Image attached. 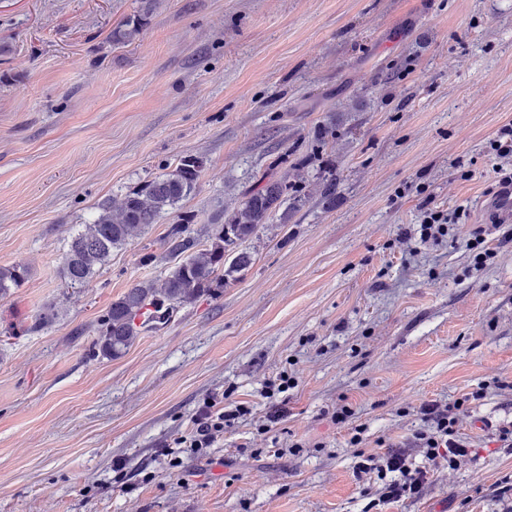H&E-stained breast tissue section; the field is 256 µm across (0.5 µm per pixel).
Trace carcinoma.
I'll use <instances>...</instances> for the list:
<instances>
[{
    "label": "carcinoma",
    "mask_w": 512,
    "mask_h": 512,
    "mask_svg": "<svg viewBox=\"0 0 512 512\" xmlns=\"http://www.w3.org/2000/svg\"><path fill=\"white\" fill-rule=\"evenodd\" d=\"M154 0H141L137 14L112 29V42L131 44L141 33ZM203 170L195 155L182 157L175 168L127 193L119 209L99 204L96 216L75 235L66 251L61 273L71 285L87 284L112 256V250L138 238L197 187ZM304 165L280 177L261 179L224 223L194 233L190 220L182 219L166 230L162 259L171 263L162 286L141 280L112 301L100 324L98 344L103 356L124 355L149 330L168 323L179 308L204 296L218 298L224 287L255 262L245 243L287 201L288 192L299 193L304 183ZM28 271L20 264L0 266V297L23 286Z\"/></svg>",
    "instance_id": "1"
}]
</instances>
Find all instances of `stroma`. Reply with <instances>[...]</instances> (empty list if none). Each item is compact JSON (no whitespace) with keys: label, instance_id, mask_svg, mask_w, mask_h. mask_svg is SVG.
Segmentation results:
<instances>
[{"label":"stroma","instance_id":"obj_1","mask_svg":"<svg viewBox=\"0 0 512 512\" xmlns=\"http://www.w3.org/2000/svg\"><path fill=\"white\" fill-rule=\"evenodd\" d=\"M139 7L0 0V265L28 270L0 299V512H365L355 450L405 443L423 403L466 395L469 460L389 512H501L512 223L490 229L485 265L466 241L512 123V0H155L139 38L112 44ZM189 154L203 171L177 212L68 286L63 254L98 204ZM304 159L301 200L249 240L242 280L99 354L112 300L163 280L169 224L223 223ZM432 207L461 218L404 242ZM283 371L288 415L267 425L262 386ZM222 396L251 417L170 466L163 449Z\"/></svg>","mask_w":512,"mask_h":512}]
</instances>
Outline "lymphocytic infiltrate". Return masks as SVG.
<instances>
[{
  "label": "lymphocytic infiltrate",
  "instance_id": "obj_1",
  "mask_svg": "<svg viewBox=\"0 0 512 512\" xmlns=\"http://www.w3.org/2000/svg\"><path fill=\"white\" fill-rule=\"evenodd\" d=\"M465 411L466 401L462 398L424 403L420 408L423 425L408 447L391 446L380 453L359 449L354 473L373 491L370 512H386L391 504L417 498L438 473L456 468L469 457L470 444L459 433ZM249 413V407L242 403L227 408L208 400L197 413L192 431L177 438L175 445L193 454L201 453L212 447L226 427Z\"/></svg>",
  "mask_w": 512,
  "mask_h": 512
}]
</instances>
